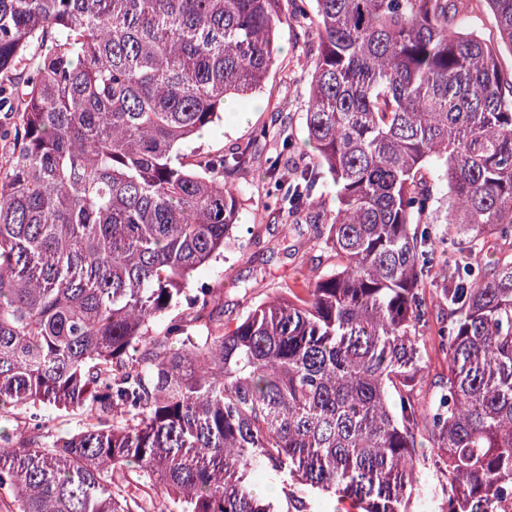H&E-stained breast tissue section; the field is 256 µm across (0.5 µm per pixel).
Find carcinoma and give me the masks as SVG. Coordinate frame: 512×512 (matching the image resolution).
<instances>
[{
    "instance_id": "carcinoma-1",
    "label": "carcinoma",
    "mask_w": 512,
    "mask_h": 512,
    "mask_svg": "<svg viewBox=\"0 0 512 512\" xmlns=\"http://www.w3.org/2000/svg\"><path fill=\"white\" fill-rule=\"evenodd\" d=\"M512 51V0H485ZM470 0H0V495L14 512H311L260 498L284 471L355 512H408L425 435L443 512H512V76L454 19ZM294 22L311 44L312 166L265 159L266 207L336 210L332 269L249 308L192 287L224 253L250 145L188 161L229 95L261 91ZM51 44L24 86L7 78ZM445 382L424 378L429 279ZM167 301H162V298ZM182 308L174 315L172 311ZM77 410L50 439L47 408ZM313 200L316 206L313 207L310 216L322 215L336 209V190L326 173H320L313 189ZM45 414L49 420L50 434L54 438L70 437L86 424L85 416L79 411L46 409ZM281 480L272 478L266 473L258 472L250 477L249 482L257 492L265 496L270 501L277 505H284L285 498L282 490L284 487H287L288 490V482H282Z\"/></svg>"
}]
</instances>
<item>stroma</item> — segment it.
Returning a JSON list of instances; mask_svg holds the SVG:
<instances>
[{
  "label": "stroma",
  "mask_w": 512,
  "mask_h": 512,
  "mask_svg": "<svg viewBox=\"0 0 512 512\" xmlns=\"http://www.w3.org/2000/svg\"><path fill=\"white\" fill-rule=\"evenodd\" d=\"M459 22L496 50L504 73H512V51L501 45L485 0H472ZM296 33V27L285 28L282 52L261 93L253 99L233 100L223 121L205 129L193 143V150L228 153L246 144L258 129L277 127L296 146L286 169L310 163L312 150L304 127L310 59ZM276 147L273 139L258 144L251 167L240 176L246 186L239 210L242 239L225 246L223 257L198 270L193 279L194 284L207 283L223 289L224 321L230 325L249 307L285 293L293 282L318 274L329 264L326 253L309 242L303 225L265 207L264 158ZM418 455L420 465L411 493V512H442L448 498V480L434 466L431 446L420 448Z\"/></svg>",
  "instance_id": "obj_1"
}]
</instances>
